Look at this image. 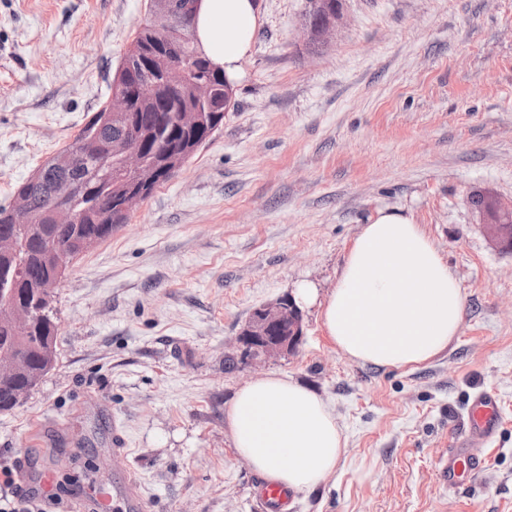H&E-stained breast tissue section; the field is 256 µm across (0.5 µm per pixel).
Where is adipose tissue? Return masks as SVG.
<instances>
[{
	"mask_svg": "<svg viewBox=\"0 0 512 512\" xmlns=\"http://www.w3.org/2000/svg\"><path fill=\"white\" fill-rule=\"evenodd\" d=\"M257 25L255 0H201L193 27L234 82ZM464 312L460 285L423 227L400 210L381 209L353 239L321 318L330 342L350 361L401 368L444 352ZM226 419L239 456L293 492L323 482L342 454L331 407L283 374L265 373L239 387Z\"/></svg>",
	"mask_w": 512,
	"mask_h": 512,
	"instance_id": "1",
	"label": "adipose tissue"
}]
</instances>
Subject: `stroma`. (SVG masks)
<instances>
[{
  "label": "stroma",
  "instance_id": "obj_1",
  "mask_svg": "<svg viewBox=\"0 0 512 512\" xmlns=\"http://www.w3.org/2000/svg\"><path fill=\"white\" fill-rule=\"evenodd\" d=\"M258 2L223 127L56 288L57 362L0 414V467L26 462L23 493L95 512L117 427L146 512H260L225 415L255 375L236 338L306 281L304 341L265 369L321 396L345 446L291 512H512V251L470 202H512V0H344L319 47L307 0ZM147 5L0 0V204L106 101ZM383 208L422 224L465 298L458 335L415 367L353 363L322 325ZM482 389L500 432L474 481L443 488L436 461Z\"/></svg>",
  "mask_w": 512,
  "mask_h": 512
}]
</instances>
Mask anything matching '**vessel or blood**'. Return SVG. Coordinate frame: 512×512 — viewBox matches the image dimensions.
Segmentation results:
<instances>
[{"mask_svg": "<svg viewBox=\"0 0 512 512\" xmlns=\"http://www.w3.org/2000/svg\"><path fill=\"white\" fill-rule=\"evenodd\" d=\"M501 427L499 405L493 392L481 390L473 394L467 406L466 424L461 439L445 448L437 462L440 485L457 488L467 484L485 462V445L491 444ZM258 498L264 512H286L287 490L275 483H262ZM98 512H144L140 486L130 470H123L120 481L111 491L96 494Z\"/></svg>", "mask_w": 512, "mask_h": 512, "instance_id": "vessel-or-blood-1", "label": "vessel or blood"}]
</instances>
